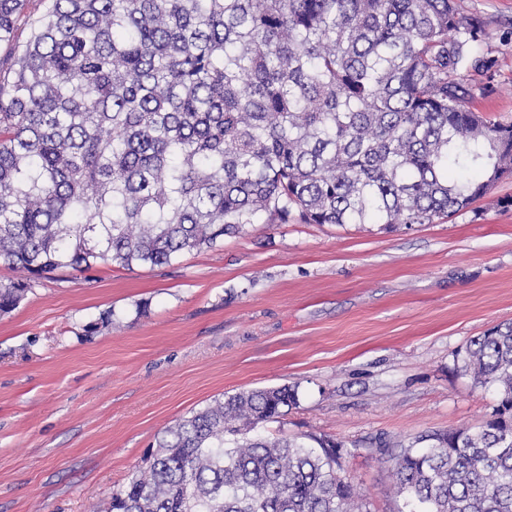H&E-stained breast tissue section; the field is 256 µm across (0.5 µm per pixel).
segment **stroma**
Returning <instances> with one entry per match:
<instances>
[{
	"label": "stroma",
	"instance_id": "stroma-1",
	"mask_svg": "<svg viewBox=\"0 0 512 512\" xmlns=\"http://www.w3.org/2000/svg\"><path fill=\"white\" fill-rule=\"evenodd\" d=\"M493 60L472 109L512 122V0H457ZM512 176L433 224H251L162 267L45 275L0 314V512H106L158 433L289 386L265 438L330 437L368 512H402L378 439L479 425L457 354L512 321Z\"/></svg>",
	"mask_w": 512,
	"mask_h": 512
}]
</instances>
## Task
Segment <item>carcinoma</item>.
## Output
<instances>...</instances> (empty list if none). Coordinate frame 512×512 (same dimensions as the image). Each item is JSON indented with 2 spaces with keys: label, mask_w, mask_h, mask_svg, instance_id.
Here are the masks:
<instances>
[{
  "label": "carcinoma",
  "mask_w": 512,
  "mask_h": 512,
  "mask_svg": "<svg viewBox=\"0 0 512 512\" xmlns=\"http://www.w3.org/2000/svg\"><path fill=\"white\" fill-rule=\"evenodd\" d=\"M0 0V286L166 266L250 224H431L512 175V124L466 107L494 61L455 0ZM462 368L497 406L475 429L381 442L408 512H512V322ZM297 403L225 395L156 439L112 512H365L342 448L244 437Z\"/></svg>",
  "instance_id": "1"
}]
</instances>
